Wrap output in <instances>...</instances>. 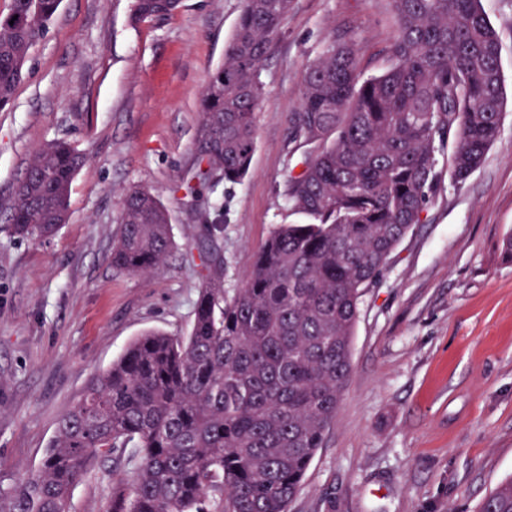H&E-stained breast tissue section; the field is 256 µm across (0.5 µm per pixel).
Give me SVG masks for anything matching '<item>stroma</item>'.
Returning a JSON list of instances; mask_svg holds the SVG:
<instances>
[{
    "label": "stroma",
    "instance_id": "stroma-1",
    "mask_svg": "<svg viewBox=\"0 0 512 512\" xmlns=\"http://www.w3.org/2000/svg\"><path fill=\"white\" fill-rule=\"evenodd\" d=\"M260 79L248 176L208 195L224 214L208 235L177 186L194 168L203 87L223 61L242 0H182L132 23L134 0H61L22 82L0 110V498L35 472L63 414L138 336L188 335L202 257L220 255L233 290L288 211L284 187L304 149L289 137L301 81L332 39L363 49L365 75L389 64L387 0H292ZM501 43L504 114L481 168L442 181L368 289L336 419L289 512H478L512 478V0H484ZM83 152L68 219L46 240L6 221L35 152ZM149 189L175 246L148 275L113 268L119 200ZM135 465L98 461L68 512H108Z\"/></svg>",
    "mask_w": 512,
    "mask_h": 512
}]
</instances>
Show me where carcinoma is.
<instances>
[{
  "label": "carcinoma",
  "mask_w": 512,
  "mask_h": 512,
  "mask_svg": "<svg viewBox=\"0 0 512 512\" xmlns=\"http://www.w3.org/2000/svg\"><path fill=\"white\" fill-rule=\"evenodd\" d=\"M60 0H11L0 16V109ZM181 0H134L133 19L173 15ZM391 65L363 77L362 52L333 40L303 74L290 139L311 147L284 197L302 224H280L234 294L207 259L189 335L150 331L97 374L61 418L41 466L8 512H66L97 459L132 449L137 476L109 512H288L323 447L351 374L359 305L439 188L438 155L454 135L448 175L461 186L496 141L504 91L498 34L483 0H388ZM292 0H243L224 61L200 101L199 186L240 183L255 149L260 70ZM85 156L40 147L8 217L42 239L68 218ZM173 245L168 209L143 187L120 202L112 266L159 269ZM480 512H512V479Z\"/></svg>",
  "instance_id": "1"
}]
</instances>
